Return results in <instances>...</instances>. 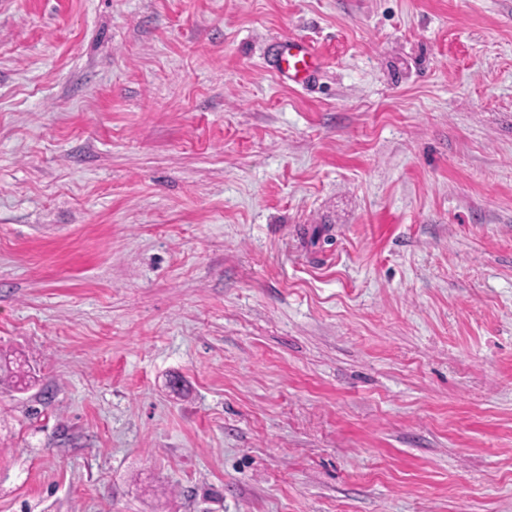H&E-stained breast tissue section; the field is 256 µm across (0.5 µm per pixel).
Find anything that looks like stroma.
Listing matches in <instances>:
<instances>
[{
	"instance_id": "stroma-1",
	"label": "stroma",
	"mask_w": 512,
	"mask_h": 512,
	"mask_svg": "<svg viewBox=\"0 0 512 512\" xmlns=\"http://www.w3.org/2000/svg\"><path fill=\"white\" fill-rule=\"evenodd\" d=\"M0 353V512H512V0H0ZM321 57L311 44L302 40L285 41L274 61L279 75L294 83L309 81L320 68Z\"/></svg>"
}]
</instances>
